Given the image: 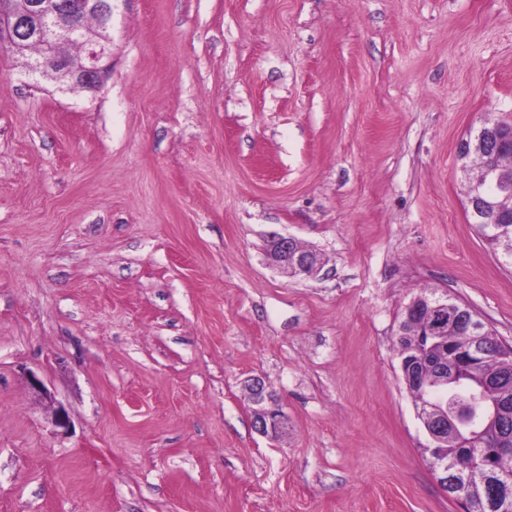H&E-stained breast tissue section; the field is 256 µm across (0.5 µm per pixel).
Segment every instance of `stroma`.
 <instances>
[{"mask_svg": "<svg viewBox=\"0 0 512 512\" xmlns=\"http://www.w3.org/2000/svg\"><path fill=\"white\" fill-rule=\"evenodd\" d=\"M109 35L94 92L0 49V512H462L394 334L430 289L512 344L458 160L512 121V0H113ZM290 236H275L269 241L267 259L269 263L295 277H310L319 268V261L313 263L310 250L295 247ZM30 387L49 404L54 406L53 424L57 428L67 429L70 424L66 409L56 401L54 395L46 388L43 381L37 375H30ZM57 404V405H56ZM56 405V406H55ZM247 389L254 399L252 420L255 431L271 439L279 438L286 432L288 420L285 414H282L273 391L270 390L269 385L258 378L251 379ZM274 411H277L279 414L277 417L272 418Z\"/></svg>", "mask_w": 512, "mask_h": 512, "instance_id": "1", "label": "stroma"}]
</instances>
